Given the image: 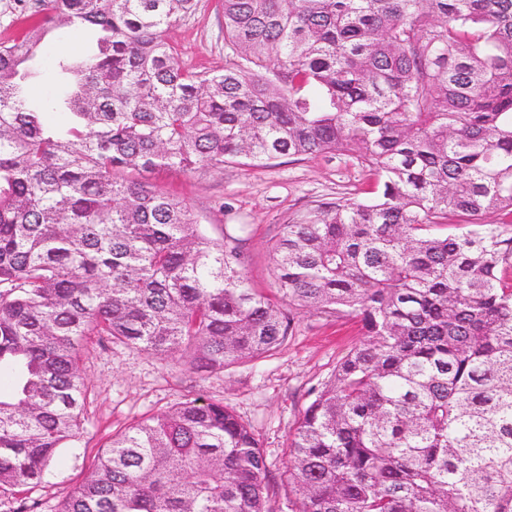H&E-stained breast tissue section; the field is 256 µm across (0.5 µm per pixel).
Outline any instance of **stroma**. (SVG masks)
Returning a JSON list of instances; mask_svg holds the SVG:
<instances>
[{
	"label": "stroma",
	"mask_w": 512,
	"mask_h": 512,
	"mask_svg": "<svg viewBox=\"0 0 512 512\" xmlns=\"http://www.w3.org/2000/svg\"><path fill=\"white\" fill-rule=\"evenodd\" d=\"M168 38L187 65H223L218 0H199L196 12L176 23ZM86 40V33L62 26L43 41L35 87L40 98L54 92L56 59L80 52ZM157 182L185 200L208 236L218 237L225 225H234L243 240L245 272L255 288L267 293L274 289L270 248L283 225L301 220L322 203L363 198L372 187L357 160L338 152L254 166L228 163L191 174L168 172ZM358 341L353 321L304 309L297 312L293 334L279 351L221 372L196 373L181 361L164 362L123 346H92L82 372L96 400L82 438L60 449L41 483L0 489V512H55L113 432L187 397L221 400L233 408L262 443L273 476H281L289 436L311 391Z\"/></svg>",
	"instance_id": "1"
}]
</instances>
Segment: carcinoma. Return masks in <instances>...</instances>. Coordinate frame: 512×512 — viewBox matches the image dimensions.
<instances>
[{
  "label": "carcinoma",
  "instance_id": "obj_1",
  "mask_svg": "<svg viewBox=\"0 0 512 512\" xmlns=\"http://www.w3.org/2000/svg\"><path fill=\"white\" fill-rule=\"evenodd\" d=\"M0 42V487L40 482L84 430L91 344L194 370L270 356L283 307L349 316L363 340L289 443L291 512H512V0H220L224 66L169 29L198 0H33ZM58 61L43 123L31 62ZM346 152L376 179L282 225L277 298L242 239H214L151 181ZM465 231L441 232L449 217ZM260 440L186 398L110 437L55 512H274ZM87 39L89 35L75 29L74 26H62L56 28L43 41L40 48L41 73L36 78L35 87L41 99L50 97L54 92L52 69L56 59L77 54L82 50Z\"/></svg>",
  "mask_w": 512,
  "mask_h": 512
}]
</instances>
